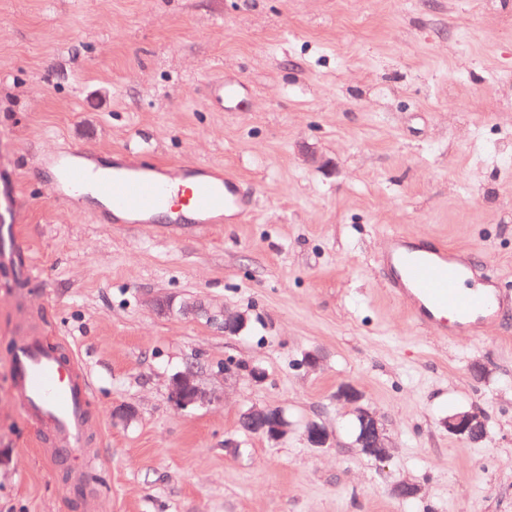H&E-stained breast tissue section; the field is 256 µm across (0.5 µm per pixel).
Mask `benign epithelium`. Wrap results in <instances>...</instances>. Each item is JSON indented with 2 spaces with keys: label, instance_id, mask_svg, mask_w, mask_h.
Wrapping results in <instances>:
<instances>
[{
  "label": "benign epithelium",
  "instance_id": "7a95c632",
  "mask_svg": "<svg viewBox=\"0 0 512 512\" xmlns=\"http://www.w3.org/2000/svg\"><path fill=\"white\" fill-rule=\"evenodd\" d=\"M216 317L220 319L226 336H238L247 327V317L240 312L222 309L217 311ZM245 370L255 382H260L265 377L260 369L247 370L242 363L232 360L224 363L220 373L224 374V379L227 380L240 376ZM168 391L170 400L180 410L221 401L220 395L204 386L199 366L195 363L186 366L170 378ZM332 400L340 407L350 408L357 417L360 432L356 438V447L376 461L386 460L394 448L393 440L388 435L382 418L365 404L363 392L353 383H343L337 387ZM239 422L246 427L247 435L258 436L275 443L285 439L291 429L285 411L271 405L248 407L240 414ZM445 426L449 434L471 444L483 441L487 434L485 417L475 410L461 411L448 416ZM303 440L309 448H330L333 446L334 436L322 421L311 419L303 426ZM393 494L401 499H414L421 494V487L412 482L401 481L394 486Z\"/></svg>",
  "mask_w": 512,
  "mask_h": 512
}]
</instances>
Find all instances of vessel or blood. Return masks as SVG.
Instances as JSON below:
<instances>
[{"label": "vessel or blood", "mask_w": 512, "mask_h": 512, "mask_svg": "<svg viewBox=\"0 0 512 512\" xmlns=\"http://www.w3.org/2000/svg\"><path fill=\"white\" fill-rule=\"evenodd\" d=\"M241 93L238 83L220 77L210 85L208 103L220 109ZM33 163L51 172L55 204H73L74 190L92 188L103 203L102 210L93 214L101 224L146 222L161 209L172 213L176 224L187 212L195 223L220 224L228 213L245 220L254 207L253 197L241 191L238 179L219 165L183 162L160 167L118 151L105 171L95 166L93 149L84 145L40 154ZM382 260L395 273L387 282L389 290L424 328L478 338L502 305L497 279L488 273L478 287H471L467 263L445 247L423 248L392 233ZM0 264L21 277L32 271L21 254L18 225H0ZM5 352L13 373L14 404L38 438L50 440L40 450L42 459L50 465L63 458L75 460L73 476L81 478L97 456L88 446L96 429L90 415L88 371L66 343L50 335L40 322L9 342Z\"/></svg>", "instance_id": "b4317fda"}]
</instances>
